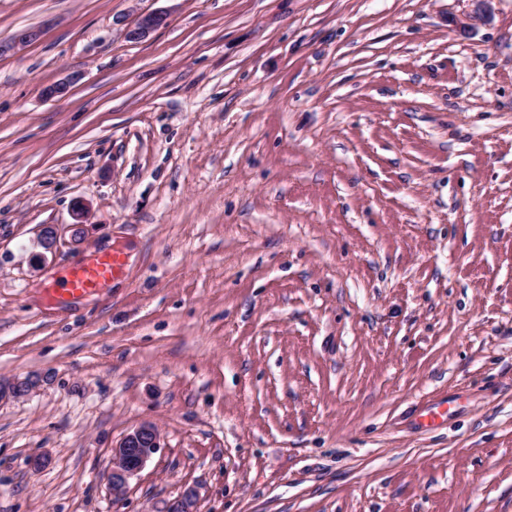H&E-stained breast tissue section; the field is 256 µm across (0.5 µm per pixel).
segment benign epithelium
<instances>
[{"instance_id":"7a95c632","label":"benign epithelium","mask_w":512,"mask_h":512,"mask_svg":"<svg viewBox=\"0 0 512 512\" xmlns=\"http://www.w3.org/2000/svg\"><path fill=\"white\" fill-rule=\"evenodd\" d=\"M168 13L155 11L141 14L135 23L125 31V37L136 41L147 37L151 32L167 23ZM73 80L65 79L43 89V96L47 99H61L66 97L71 89ZM88 206L81 200L77 201L72 209L73 223L72 236L76 241L81 240L84 224L88 217ZM58 228L49 226L40 236L39 245L46 252H53L59 241ZM44 383V376L31 375L23 381L12 383L13 391L17 396L24 397L37 391ZM160 432L152 423L142 424L127 433L120 442L112 448L111 465L105 473V480L112 495L116 498L122 496L129 482L137 476L146 466L153 454L159 448ZM197 491L188 489L172 505L171 512H196Z\"/></svg>"}]
</instances>
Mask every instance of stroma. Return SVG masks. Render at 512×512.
Wrapping results in <instances>:
<instances>
[{"mask_svg":"<svg viewBox=\"0 0 512 512\" xmlns=\"http://www.w3.org/2000/svg\"><path fill=\"white\" fill-rule=\"evenodd\" d=\"M107 240L123 274L51 299ZM32 374L0 512H512V0H0V383ZM168 17L169 15L166 11L141 14L137 17L135 23L126 29L125 37L132 41L141 40L165 25ZM159 443L158 428L152 423H145L127 433L112 448V461L105 473V480L114 497L119 498L124 494L130 480L144 469L159 448Z\"/></svg>","mask_w":512,"mask_h":512,"instance_id":"stroma-1","label":"stroma"}]
</instances>
